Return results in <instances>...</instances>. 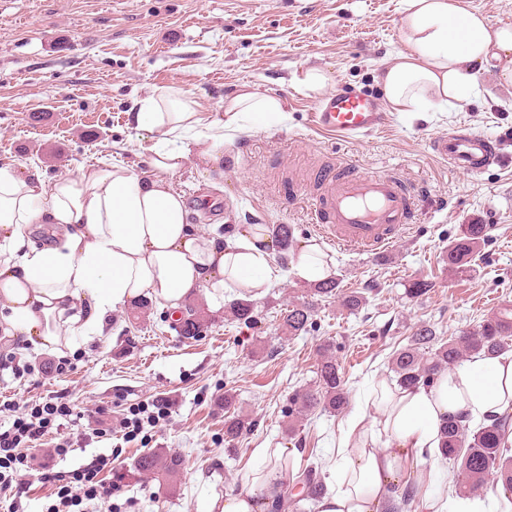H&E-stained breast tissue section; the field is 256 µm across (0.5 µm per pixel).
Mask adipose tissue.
I'll return each instance as SVG.
<instances>
[{
	"mask_svg": "<svg viewBox=\"0 0 512 512\" xmlns=\"http://www.w3.org/2000/svg\"><path fill=\"white\" fill-rule=\"evenodd\" d=\"M401 33L404 49L376 75L392 111H450L473 95L485 72L512 86V28L461 0H404ZM283 112L277 96L240 91L225 99L210 134L189 147L181 138L201 125L199 105L172 85L141 100L133 114L137 128L165 142L149 176L119 163L51 180L35 169L0 168V334L54 350L72 336L108 333L113 310L144 298L178 311L199 295L220 305L228 289L263 296L278 277L266 226L242 224L228 238L201 232L189 224L173 180L194 160L223 170L224 133L239 129L245 114L267 121ZM43 225L50 240L29 245L28 229ZM334 265L308 241L292 256L290 272L313 284L330 278ZM368 403L352 419L357 436L330 466L335 488L319 512H379L401 463L436 448L444 419L480 423L512 409V352L471 358L427 387L380 383ZM257 456L245 489L214 495L208 512H265L281 490L285 451L261 448ZM451 485L436 481L428 512H488L486 500L452 495Z\"/></svg>",
	"mask_w": 512,
	"mask_h": 512,
	"instance_id": "1",
	"label": "adipose tissue"
}]
</instances>
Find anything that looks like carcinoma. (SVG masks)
<instances>
[{
  "label": "carcinoma",
  "instance_id": "carcinoma-1",
  "mask_svg": "<svg viewBox=\"0 0 512 512\" xmlns=\"http://www.w3.org/2000/svg\"><path fill=\"white\" fill-rule=\"evenodd\" d=\"M488 240L486 225L466 224L458 237L448 245V264L457 270H465L474 256L481 253ZM314 295L335 297L340 305L351 313L362 307L363 296L356 292L342 293L337 280L330 278L311 288ZM226 312L233 321L247 328L260 321L256 305L248 299H234L227 304ZM313 307L298 303L288 307L282 317V329L290 336L308 331L312 325ZM179 334L186 339H197L205 326L202 308L188 304L177 319ZM512 342V309L502 308L493 316L481 321L474 328L458 336L446 339L436 336L425 324L417 327L411 343L396 351L388 361L399 386L430 384L435 376L446 369H453L467 358L478 355L495 356L507 350ZM349 402L348 378L337 363L333 344L327 342L318 349L316 386L297 390L288 407V434L299 430V419L316 412L335 414L342 412ZM234 407L230 396H224V442L232 446L246 429V422L231 411ZM512 418L497 416L488 423L469 430V424L459 416L448 418L440 429L439 448L434 454L426 453L423 459L436 457L457 466L453 478L455 492L462 497L473 498L489 483L499 485L506 493V501L500 503V512L512 506V447L507 433ZM135 469L173 483L181 475L182 459L175 454L154 450L141 455L135 461ZM289 482L301 485L299 500L307 503L311 512L328 494V487L319 469L313 465L302 467L291 475ZM414 488L405 487L396 497L388 500L382 512H405L413 503Z\"/></svg>",
  "mask_w": 512,
  "mask_h": 512
}]
</instances>
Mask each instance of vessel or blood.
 <instances>
[{
    "label": "vessel or blood",
    "mask_w": 512,
    "mask_h": 512,
    "mask_svg": "<svg viewBox=\"0 0 512 512\" xmlns=\"http://www.w3.org/2000/svg\"><path fill=\"white\" fill-rule=\"evenodd\" d=\"M386 119L371 94L343 89L321 103L315 112L317 126L344 138L365 135ZM434 154L460 173L475 175L489 163L512 164L500 153L496 140L470 129L433 139ZM319 205L313 221L329 241L352 250L379 253L408 223L412 196L400 180L388 173L361 174L337 167L325 172L318 188Z\"/></svg>",
    "instance_id": "vessel-or-blood-1"
}]
</instances>
